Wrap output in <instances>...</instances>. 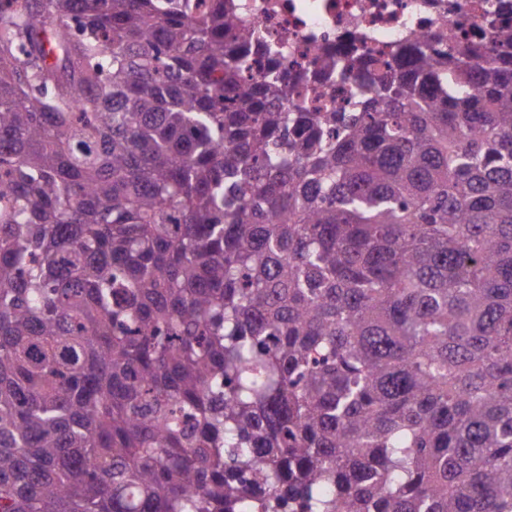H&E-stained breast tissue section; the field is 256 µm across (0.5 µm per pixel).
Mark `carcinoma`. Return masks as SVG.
Here are the masks:
<instances>
[{
    "label": "carcinoma",
    "mask_w": 512,
    "mask_h": 512,
    "mask_svg": "<svg viewBox=\"0 0 512 512\" xmlns=\"http://www.w3.org/2000/svg\"><path fill=\"white\" fill-rule=\"evenodd\" d=\"M324 67L0 0V512H512V25ZM355 88L351 77L337 82L336 76L331 80H317V83L308 89V106L315 109L329 105H344Z\"/></svg>",
    "instance_id": "1"
}]
</instances>
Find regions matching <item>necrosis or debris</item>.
Masks as SVG:
<instances>
[{"instance_id":"obj_1","label":"necrosis or debris","mask_w":512,"mask_h":512,"mask_svg":"<svg viewBox=\"0 0 512 512\" xmlns=\"http://www.w3.org/2000/svg\"><path fill=\"white\" fill-rule=\"evenodd\" d=\"M262 42L293 70L315 72L321 53L371 56L434 33L476 39L490 14L512 23V0H233Z\"/></svg>"}]
</instances>
